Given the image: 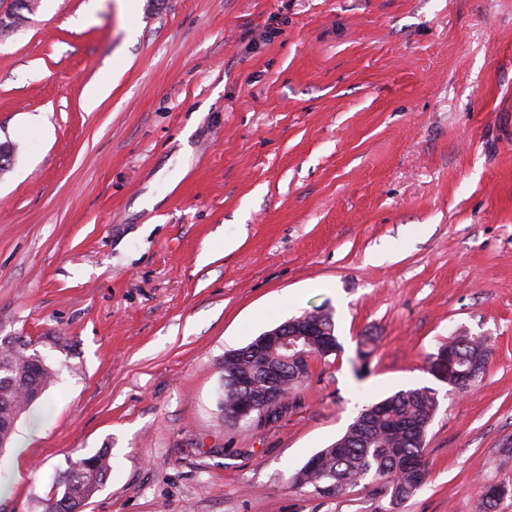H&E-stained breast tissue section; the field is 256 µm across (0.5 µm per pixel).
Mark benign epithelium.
<instances>
[{
    "instance_id": "1",
    "label": "benign epithelium",
    "mask_w": 512,
    "mask_h": 512,
    "mask_svg": "<svg viewBox=\"0 0 512 512\" xmlns=\"http://www.w3.org/2000/svg\"><path fill=\"white\" fill-rule=\"evenodd\" d=\"M304 343L326 353L333 352L331 333L310 318L291 319L255 338L250 352L256 360V370L236 376L234 385L248 392L251 391L254 376L259 372L265 379L268 391L253 397L249 396L240 402L235 413L237 420L250 416L256 408L272 401V391L277 387L283 371L279 366L269 362V354L277 350L289 352L295 367L300 368L302 364L309 363L308 354L302 349ZM433 370L437 376L448 379V373L455 371V358L452 352L441 351L434 358Z\"/></svg>"
}]
</instances>
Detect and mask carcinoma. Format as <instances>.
I'll use <instances>...</instances> for the list:
<instances>
[{
    "label": "carcinoma",
    "instance_id": "carcinoma-1",
    "mask_svg": "<svg viewBox=\"0 0 512 512\" xmlns=\"http://www.w3.org/2000/svg\"><path fill=\"white\" fill-rule=\"evenodd\" d=\"M451 346L458 357V370L479 364L469 380L462 381L455 373L448 375L450 392L463 396L483 373L489 347L481 336L455 337ZM54 376L29 340L0 341V455L11 443L20 417L43 397ZM307 379L308 375L296 377L293 368H288L266 413L275 411ZM438 407L437 393L428 387L401 390L365 406L339 439L313 455L292 476L293 484L310 487L323 497H338L368 480L378 485L390 504H402L427 482L425 439ZM110 472L106 448L79 459L58 474L62 492L44 502L43 512H81Z\"/></svg>",
    "mask_w": 512,
    "mask_h": 512
}]
</instances>
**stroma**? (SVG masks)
Returning <instances> with one entry per match:
<instances>
[{"label":"stroma","instance_id":"stroma-1","mask_svg":"<svg viewBox=\"0 0 512 512\" xmlns=\"http://www.w3.org/2000/svg\"><path fill=\"white\" fill-rule=\"evenodd\" d=\"M0 142V339L56 371L0 512H43L102 448L83 512H476L489 485L512 512V0H32L0 29ZM323 307L341 352L220 421L225 352ZM457 336L490 348L463 397L429 370ZM417 387L415 496L292 484Z\"/></svg>","mask_w":512,"mask_h":512}]
</instances>
